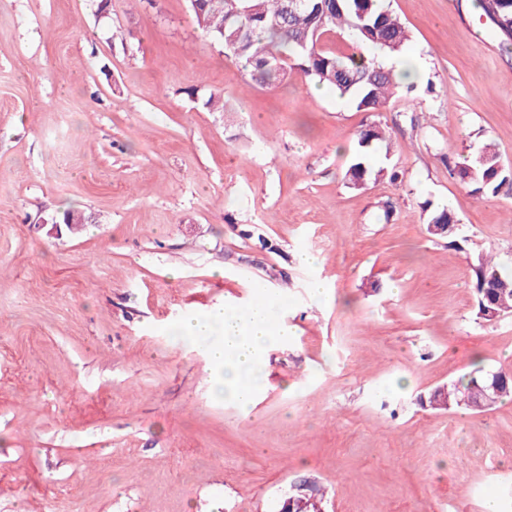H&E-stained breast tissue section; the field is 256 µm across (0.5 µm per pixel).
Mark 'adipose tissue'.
I'll list each match as a JSON object with an SVG mask.
<instances>
[{"label": "adipose tissue", "instance_id": "ef3b65f1", "mask_svg": "<svg viewBox=\"0 0 512 512\" xmlns=\"http://www.w3.org/2000/svg\"><path fill=\"white\" fill-rule=\"evenodd\" d=\"M271 307L266 298L242 310L217 306L205 317L184 319L176 328L182 338L205 343L216 391L245 410L261 387L269 348L287 343L292 334L287 323L273 318Z\"/></svg>", "mask_w": 512, "mask_h": 512}]
</instances>
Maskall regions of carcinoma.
<instances>
[{
  "instance_id": "carcinoma-1",
  "label": "carcinoma",
  "mask_w": 512,
  "mask_h": 512,
  "mask_svg": "<svg viewBox=\"0 0 512 512\" xmlns=\"http://www.w3.org/2000/svg\"><path fill=\"white\" fill-rule=\"evenodd\" d=\"M480 16L505 41L512 39V0H476ZM287 0H199L190 3L199 30L222 45L226 56L244 63L250 80L266 85L293 72L306 82L326 85L348 95L356 108L378 112L385 108L398 82L377 61L378 53H395L408 40L400 19L383 0H305L297 12H286ZM347 30L353 36L351 52L338 56L326 48L323 38ZM390 152L392 145L377 123L361 131L358 153L347 170L351 185L370 180H397L386 167L368 164L374 149ZM478 196L496 195L512 186V171L499 165L496 154L475 156L463 165L448 166ZM476 283V316L486 322L512 313V275L494 257L479 258L473 268ZM492 376L481 370L457 383L435 388L426 403L432 408L448 401L447 410H466L471 391Z\"/></svg>"
}]
</instances>
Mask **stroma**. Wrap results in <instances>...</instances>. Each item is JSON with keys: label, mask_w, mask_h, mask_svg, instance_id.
<instances>
[{"label": "stroma", "mask_w": 512, "mask_h": 512, "mask_svg": "<svg viewBox=\"0 0 512 512\" xmlns=\"http://www.w3.org/2000/svg\"><path fill=\"white\" fill-rule=\"evenodd\" d=\"M386 3L410 40L382 65L422 74L374 114L253 85L187 0H0V512H279L303 483L325 512H512V400L419 403L512 372V314L477 318L473 274L512 270V192L441 160L512 168V50L468 0ZM374 121L400 179L358 189ZM269 296L294 334L245 411L174 329ZM479 154L463 165L452 166L448 161V174L457 177L461 182L471 188L474 195H496L504 185L512 186V172L498 164L499 159L495 153L485 152L482 161ZM473 171L469 173L468 169ZM455 221L456 220L454 219V216L451 214V212L448 209L437 208V209L432 210L429 213L428 219H427L426 230L432 236H436V237L442 238V239H448L449 247L460 250V249H462V245H461L460 241H462V242L467 241L466 239H464L465 237L461 238L458 233H456V234L448 233L447 235L440 234V229L435 226V224H454ZM429 225H430V230L432 233L429 231ZM493 373L478 370L474 374H470L467 379H461L458 383L452 382L448 383V385L439 386L428 394L425 403H428V406L437 410L452 411L472 408L482 411L495 404L497 399L500 401L504 398H512V381L508 380L509 376L506 373ZM491 376V382L484 386H477L483 385ZM503 381L507 382L503 383L499 388V384ZM472 388L474 389L472 390ZM440 400H448V407H437ZM469 400L470 408L468 407Z\"/></svg>", "instance_id": "35a3bbf8"}]
</instances>
